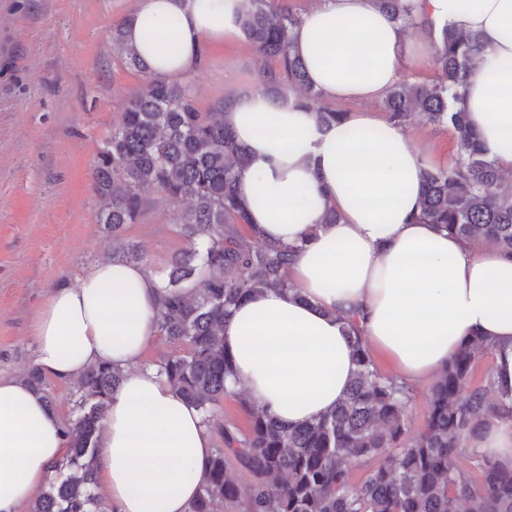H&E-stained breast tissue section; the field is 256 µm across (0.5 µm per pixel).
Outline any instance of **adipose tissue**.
Masks as SVG:
<instances>
[{
    "label": "adipose tissue",
    "mask_w": 512,
    "mask_h": 512,
    "mask_svg": "<svg viewBox=\"0 0 512 512\" xmlns=\"http://www.w3.org/2000/svg\"><path fill=\"white\" fill-rule=\"evenodd\" d=\"M405 2L415 17L480 34L464 104L488 155L512 171V0ZM246 7L138 0L124 42L154 78L180 81L201 67L209 42L240 36ZM291 36L313 88L362 107L325 127L293 94L252 89L224 101V122L246 150L237 192L248 233L296 249L289 289L251 292L224 322L228 387L290 425L322 415L357 369L354 323L408 385L438 376L481 337L496 390L512 391V256L419 222L424 153L366 108L414 56L402 23L376 0H318ZM161 296L144 265L104 261L53 290L35 326L36 365L49 379L68 384L98 363L124 374L94 457L109 512H187L214 453L201 412L145 361ZM468 445L512 466V424L496 415ZM65 448V423L43 393L0 378V512H21Z\"/></svg>",
    "instance_id": "obj_1"
}]
</instances>
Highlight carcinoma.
Segmentation results:
<instances>
[{"label":"carcinoma","mask_w":512,"mask_h":512,"mask_svg":"<svg viewBox=\"0 0 512 512\" xmlns=\"http://www.w3.org/2000/svg\"><path fill=\"white\" fill-rule=\"evenodd\" d=\"M248 2L244 36L259 54L279 63L278 70L263 73L264 91L279 97L284 85H295L323 125L341 122L346 113L316 106L318 92L291 51L299 16L274 10L271 0ZM377 2L395 20L414 24L403 0ZM123 30L122 23L113 27L112 42L145 82L98 153L92 191L105 202L99 222L112 230V258L128 263H141L144 256L137 245L120 239L121 231L138 222L147 196L157 193L172 204L190 197L191 208L179 220L188 246L170 260L157 313L158 333L175 352L157 367L210 425L217 404L233 395L226 386L232 370L224 354V319L256 288L288 287L293 250L240 237L238 226L247 222L236 181L245 152L224 124L222 108L202 112L189 87L151 77L147 62L124 46ZM479 50L478 35L444 27L434 54L442 78L395 85L383 109L399 123L422 113L456 140L448 167L425 170L418 218L512 255V192L458 107ZM351 331L357 371L347 397L294 427L240 399L251 416L249 430L221 428L224 447L214 450L188 512H461L463 505L466 512H512L511 467L479 454L473 470L456 463L486 413L512 423V392L496 391L490 373L485 384H472L478 362L491 354L488 345L476 338L448 362L428 398L423 429L411 435L409 388L381 374L356 324ZM122 380L121 371L98 364L74 382L66 461L30 512H96L97 437ZM388 448L395 452L385 453ZM231 458L252 477L244 499L227 474ZM354 461L367 466L358 486L348 481Z\"/></svg>","instance_id":"cac0c4a2"}]
</instances>
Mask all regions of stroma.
I'll return each mask as SVG.
<instances>
[{
	"label": "stroma",
	"instance_id": "stroma-1",
	"mask_svg": "<svg viewBox=\"0 0 512 512\" xmlns=\"http://www.w3.org/2000/svg\"><path fill=\"white\" fill-rule=\"evenodd\" d=\"M137 0H0V377L21 378L35 364L36 315L56 287L73 285L111 251L98 216L92 169L144 76L125 66L112 26ZM247 39L213 43L186 84L201 111L225 95L258 87L276 68ZM430 166L456 154L448 128L415 114L404 123ZM178 206L152 195L123 237L163 276L185 248Z\"/></svg>",
	"mask_w": 512,
	"mask_h": 512
}]
</instances>
